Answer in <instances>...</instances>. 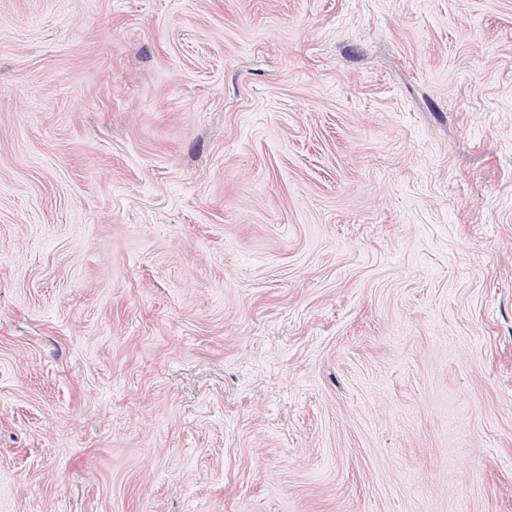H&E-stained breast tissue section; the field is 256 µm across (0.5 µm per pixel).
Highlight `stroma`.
Masks as SVG:
<instances>
[{
  "label": "stroma",
  "mask_w": 512,
  "mask_h": 512,
  "mask_svg": "<svg viewBox=\"0 0 512 512\" xmlns=\"http://www.w3.org/2000/svg\"><path fill=\"white\" fill-rule=\"evenodd\" d=\"M0 512H512V0H0Z\"/></svg>",
  "instance_id": "stroma-1"
}]
</instances>
